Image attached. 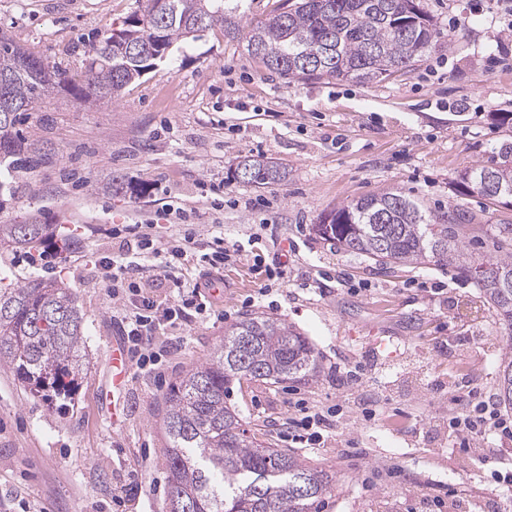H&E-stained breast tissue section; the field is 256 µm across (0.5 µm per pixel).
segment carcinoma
Instances as JSON below:
<instances>
[{"instance_id":"carcinoma-1","label":"carcinoma","mask_w":512,"mask_h":512,"mask_svg":"<svg viewBox=\"0 0 512 512\" xmlns=\"http://www.w3.org/2000/svg\"><path fill=\"white\" fill-rule=\"evenodd\" d=\"M147 0L142 14L126 22L135 36L129 53L107 30L85 51V79L49 66L29 48L0 34V78H8L11 111L0 109V208L15 197L20 174L51 163L44 142L23 134V116L66 90L80 99L115 98L149 73L168 48L219 29L245 38L248 51L282 76L378 83L414 67L432 47L437 31L416 0H286L265 22L242 26L246 0ZM512 180V143L497 148L489 165L464 170L461 182L488 199V177ZM233 177L240 183L275 185L286 179L265 158L244 157ZM329 228L315 232L339 248L381 264L421 263L429 258L460 263L475 278L484 300L512 334V248L495 256L467 257L473 217L450 204L423 207L400 192L362 197L330 212ZM52 224H0V248H33L54 238ZM83 318L71 288L27 278L0 288V364H6L47 401L68 399L87 367L81 354ZM320 372L309 340L288 323L250 313L224 332L208 358L166 389L160 424L167 446L170 512H313L331 490L333 476L293 452L245 435L242 418L227 404L231 385L281 384ZM500 397L512 408V356L499 369Z\"/></svg>"}]
</instances>
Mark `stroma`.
Returning <instances> with one entry per match:
<instances>
[{"label": "stroma", "instance_id": "obj_1", "mask_svg": "<svg viewBox=\"0 0 512 512\" xmlns=\"http://www.w3.org/2000/svg\"><path fill=\"white\" fill-rule=\"evenodd\" d=\"M420 3L437 41L418 65L380 83L284 77L241 41L208 30L118 98L61 93L30 113L23 129L46 142L53 162L25 175L0 224H53L72 246L0 250V268L14 284L37 274L73 290L87 371L73 398L48 403L0 366V512H168L162 396L252 311L306 336L321 371L233 389L248 435L288 450L296 400L341 411L320 445L299 451L336 477L319 512H512V440L492 434L465 448L449 425L465 387L498 400L512 336L495 310L448 263L383 265L313 230L330 210L388 190L476 215L470 249L485 257L499 225L512 224V204L460 182L512 141V34L491 0ZM145 4L0 0V32L77 79L89 41ZM244 156L276 162L286 180L235 181ZM172 200L195 215L197 254L166 269L136 261L113 239L114 222L156 217L177 230V214L164 212ZM217 234L236 254L219 271L221 294L204 293L212 316L159 331L160 372H134L113 389L108 355L124 310L97 263L136 261L141 287L167 303L174 282L199 274ZM279 265L285 277L268 280Z\"/></svg>", "mask_w": 512, "mask_h": 512}]
</instances>
